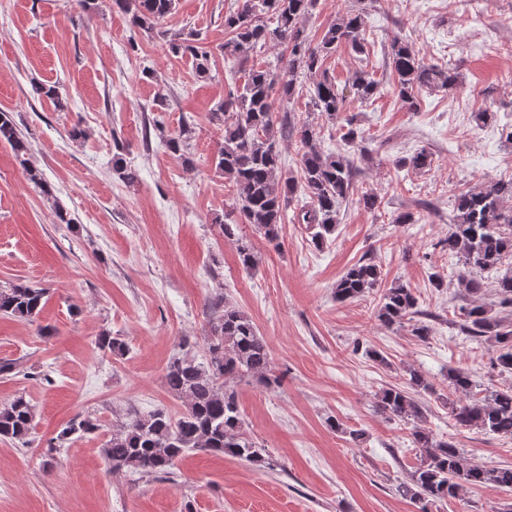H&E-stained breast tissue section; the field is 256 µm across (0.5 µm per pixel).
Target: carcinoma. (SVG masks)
Returning <instances> with one entry per match:
<instances>
[{
	"label": "carcinoma",
	"mask_w": 512,
	"mask_h": 512,
	"mask_svg": "<svg viewBox=\"0 0 512 512\" xmlns=\"http://www.w3.org/2000/svg\"><path fill=\"white\" fill-rule=\"evenodd\" d=\"M316 0H240L237 9L224 15L229 38L224 42V58L243 74V84L229 90L224 104L213 112L224 123V143L214 158L215 170L235 190L241 223L251 224L273 243L279 225L284 223L288 206L300 207L294 219L306 225L311 242L322 246L336 232L340 205L354 193L357 167L345 149L323 150L315 130L304 123L292 128L302 154L299 176L283 174L282 157L275 131L274 103L290 102L297 79L312 77L310 104L314 111L334 121L343 111L345 95L336 80L322 65L340 46L358 57L367 54L365 10L352 9L325 29L318 42L305 32L303 21L311 14ZM113 6L130 15L131 24L152 32L176 9V0H113ZM170 47L176 54L189 55L200 78L211 74V53L201 45L195 30L170 34ZM282 48L288 79L278 68L261 66L252 59L269 45ZM391 71L400 100L413 112L418 110L423 90L448 92L455 85V73L424 61L410 44L394 39L383 55L381 67L357 69L351 78V91L364 103L379 93L378 70ZM39 98L62 109L64 103L57 86L33 85ZM192 128L185 124L176 134H160L161 145L174 155L183 156ZM0 142L8 143L20 161L23 174L43 194L53 196V188L43 173L29 164L30 146L18 132L10 113L0 111ZM433 155L424 148L396 161V169H423L431 166ZM453 218L443 248L456 255L462 269L457 282L473 298L485 287L495 290L498 305L512 309V268L504 260L512 257V180L483 182L455 197ZM240 262L252 268L257 255L252 244L237 240ZM380 268L370 260L350 267L334 287L338 303L352 302L377 287ZM46 289L27 284L0 288V315L33 320L45 304ZM214 317L206 337L204 353L192 352L184 337L180 351L166 364L164 383L183 403L176 416L164 409L148 414H130L112 424V435L102 453L113 472L144 475L172 473L176 461L187 451L230 455L252 464L265 462V449L245 429L238 394L233 384L257 379L269 388L281 385V376L272 370L269 345L252 319L224 298L212 302ZM429 314L421 310L411 289L396 285L386 289L380 299L377 319L390 326L411 325L413 335L425 339L430 327L421 321ZM451 325L468 338H483L494 348L492 368L512 373V323L489 314L482 304L468 303L458 308ZM99 350L121 356L126 343L108 333L97 339ZM404 386L392 385L378 394L383 413L406 424H413V446L421 452L419 465L400 484L399 492L429 512L437 501L456 498L466 489L492 484L512 490V466L469 464L462 449L438 440L433 431L419 426L425 419L424 407L416 397L431 385L416 370L406 369ZM473 380L460 370L448 371V388L459 395L449 404L454 425L475 429L486 435L512 441V386L473 393ZM35 408L25 395L16 396L0 407V438L26 444L33 427ZM100 420L87 415L71 419L60 438H82L97 433Z\"/></svg>",
	"instance_id": "1"
}]
</instances>
